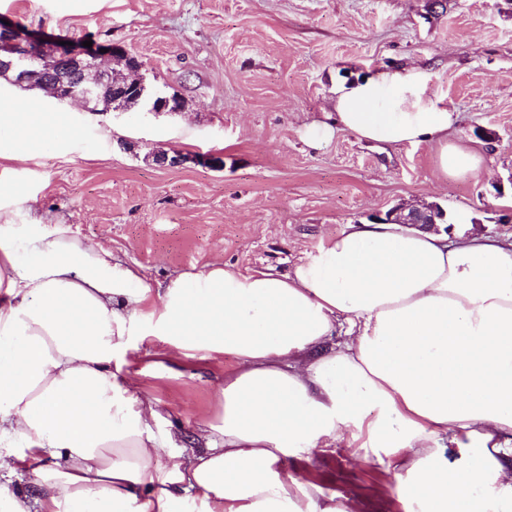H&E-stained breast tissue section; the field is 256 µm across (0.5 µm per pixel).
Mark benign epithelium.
I'll list each match as a JSON object with an SVG mask.
<instances>
[{
  "mask_svg": "<svg viewBox=\"0 0 512 512\" xmlns=\"http://www.w3.org/2000/svg\"><path fill=\"white\" fill-rule=\"evenodd\" d=\"M43 29L33 30L29 34L21 32L16 22L0 16V72L12 76V82L18 86L36 83L39 74L50 57L65 58L70 63L67 80L54 84L53 97L59 101H77L91 112L99 111L103 89L109 90L106 111H124L129 98L139 100L146 91L144 77H139L134 85L124 84L113 78L112 66L123 64L130 71L141 70V63L127 51L116 45L92 41V47L83 46L84 39H65ZM147 111L154 113H179L185 109L184 99L177 93L156 94L146 99ZM210 168H219L222 161L213 155L189 158L176 154L156 156L159 164L180 165L187 160ZM446 218L444 209L436 203H424L420 206L398 203L384 213L375 215V219L396 224L434 226L437 221Z\"/></svg>",
  "mask_w": 512,
  "mask_h": 512,
  "instance_id": "1",
  "label": "benign epithelium"
}]
</instances>
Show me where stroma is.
Returning <instances> with one entry per match:
<instances>
[{"mask_svg": "<svg viewBox=\"0 0 512 512\" xmlns=\"http://www.w3.org/2000/svg\"><path fill=\"white\" fill-rule=\"evenodd\" d=\"M0 14L121 46L151 89L186 100L176 115L94 113L0 78V107L58 114L76 131L23 160L0 147V225L16 235L38 224L104 247L155 290L218 262L291 273L336 231L400 202L438 203L457 234L512 235V0H0ZM411 65L459 112L451 139L483 150L478 175L440 181L428 144L337 130L310 145L337 84ZM178 153L224 164L155 161ZM165 349L162 337L139 336L118 362L189 452L223 413L218 391L234 361ZM284 470L360 512H411L392 473L350 450L299 454Z\"/></svg>", "mask_w": 512, "mask_h": 512, "instance_id": "obj_1", "label": "stroma"}]
</instances>
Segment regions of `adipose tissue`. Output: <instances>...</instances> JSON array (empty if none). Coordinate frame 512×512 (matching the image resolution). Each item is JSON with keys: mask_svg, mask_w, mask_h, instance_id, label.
<instances>
[{"mask_svg": "<svg viewBox=\"0 0 512 512\" xmlns=\"http://www.w3.org/2000/svg\"><path fill=\"white\" fill-rule=\"evenodd\" d=\"M335 125L392 146L435 145L442 179L483 157L449 141L458 114L420 66L340 84ZM17 158L73 135L0 108ZM135 336L168 353L224 354L223 415L180 451L160 406L112 361ZM355 445L394 473L418 512L512 503V242L385 222L350 224L293 273L221 265L142 285L107 250L0 225V503L6 512H358L276 469L295 453ZM51 456L33 490L7 492ZM166 466H159L160 458Z\"/></svg>", "mask_w": 512, "mask_h": 512, "instance_id": "1", "label": "adipose tissue"}]
</instances>
